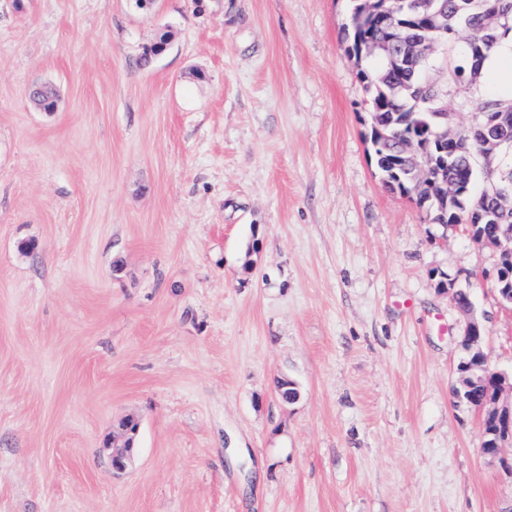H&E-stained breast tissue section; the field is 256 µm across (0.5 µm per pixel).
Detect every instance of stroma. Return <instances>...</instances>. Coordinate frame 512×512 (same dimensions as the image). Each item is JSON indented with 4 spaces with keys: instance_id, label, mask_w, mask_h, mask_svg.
Listing matches in <instances>:
<instances>
[{
    "instance_id": "35a3bbf8",
    "label": "stroma",
    "mask_w": 512,
    "mask_h": 512,
    "mask_svg": "<svg viewBox=\"0 0 512 512\" xmlns=\"http://www.w3.org/2000/svg\"><path fill=\"white\" fill-rule=\"evenodd\" d=\"M349 6L0 0V512H512L498 254L382 185ZM484 369L486 371V379L491 380L492 385L497 387V392L494 396H489L479 403V401L486 394L489 395V387L485 383V378L478 379L469 407L474 408L479 403L476 407V410L479 412L485 411L488 405L494 403L497 400V397H499L498 395H500L502 389L504 388V383L508 381V375L506 373L488 369L486 365ZM492 421L497 428L498 440L487 442L483 427L482 451L488 455H495L505 441L512 440V405L487 410L483 422ZM137 423L128 422L124 424L119 433L113 434L106 440V448H111V459L113 470L123 473L131 461V450L134 438L138 434Z\"/></svg>"
}]
</instances>
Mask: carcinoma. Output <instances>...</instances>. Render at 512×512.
<instances>
[{
	"instance_id": "cac0c4a2",
	"label": "carcinoma",
	"mask_w": 512,
	"mask_h": 512,
	"mask_svg": "<svg viewBox=\"0 0 512 512\" xmlns=\"http://www.w3.org/2000/svg\"><path fill=\"white\" fill-rule=\"evenodd\" d=\"M492 0H411L396 9L388 0L376 3L378 11L365 13L360 0H352L349 22L344 26L347 54L354 60L358 75L369 94V142L382 183L391 191L415 201L418 194L397 177L395 168L397 139L416 134L423 124H434L431 112L448 96L462 97L478 83L482 66L497 43L512 33V0H502L499 8L503 17L498 23L488 22V7ZM443 15L431 22L428 15L436 9ZM469 29H479L485 41L472 48L461 37ZM444 45L454 51L448 67L447 85L432 82L428 71L434 63L432 49ZM477 115L488 112L512 113V99L487 96L475 104ZM464 151L448 162V181L467 174V169L480 166L485 185L474 191L469 180L468 192L448 211L441 225L464 224L472 211H483L495 205L493 188L512 179V153L503 149L493 154L477 155L478 146L470 139V130H461Z\"/></svg>"
}]
</instances>
